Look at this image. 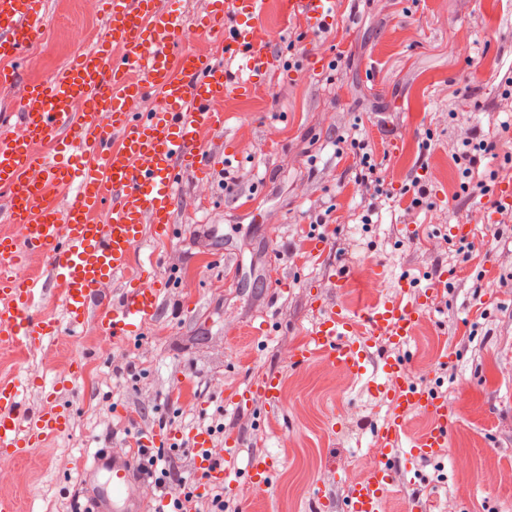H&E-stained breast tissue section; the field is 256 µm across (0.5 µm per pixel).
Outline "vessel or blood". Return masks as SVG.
<instances>
[{"label": "vessel or blood", "mask_w": 512, "mask_h": 512, "mask_svg": "<svg viewBox=\"0 0 512 512\" xmlns=\"http://www.w3.org/2000/svg\"><path fill=\"white\" fill-rule=\"evenodd\" d=\"M105 32L59 69L37 82H19L16 62L32 58L43 41L49 14L46 0H0V83L19 84L18 131L0 136V342L18 349L37 348L62 326L93 324L104 336L132 339L158 312L161 291L129 281L121 300L91 311L99 288L125 273L145 228L156 239L173 235L172 211L177 187L188 175L205 179L204 132L224 130V100L246 95L252 84L277 71L271 38L260 20L268 0H211L205 15L187 22L176 0H98ZM333 0H280L283 17L299 20L311 33L329 29ZM217 34L224 61H211L189 42V32ZM121 55H113V47ZM156 96L157 105L139 111V101ZM82 111H74V102ZM47 152H39V145ZM73 189L74 200L59 214L48 200L50 187ZM103 213V222L90 221ZM41 257L65 302V319L37 311L36 282L19 276L24 256ZM397 297L367 305L325 308L318 327L297 344L291 363L319 357L338 374L366 380L387 406L375 430L376 454L349 490L345 512H386L399 467H412L448 447L455 412L447 400L409 377L402 358L383 359L373 371L377 337L409 347L416 327L437 291L413 292L401 281ZM32 380L0 377V454L17 459L69 427L70 411L57 405L25 407ZM282 380L270 373L259 385L238 394L237 407L261 402L276 411ZM426 418L428 428L415 441L404 432L411 415ZM188 447L198 449L196 463L209 486L245 481L264 489L274 462L252 457L239 467L237 436L225 440L224 460L202 453L207 434L193 433ZM87 477H101L89 494V512H139V491L146 481L133 456L100 448Z\"/></svg>", "instance_id": "b4317fda"}]
</instances>
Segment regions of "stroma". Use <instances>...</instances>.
<instances>
[{"label":"stroma","instance_id":"35a3bbf8","mask_svg":"<svg viewBox=\"0 0 512 512\" xmlns=\"http://www.w3.org/2000/svg\"><path fill=\"white\" fill-rule=\"evenodd\" d=\"M335 2L334 29L314 35L296 21L280 25L272 46L279 72L249 96L227 98L223 133H204L207 153L231 149L234 190L225 191L216 161L209 182L184 179L173 236L145 234L128 275L104 285L111 300L132 276L162 288L138 339L89 324L20 359L0 355V376L38 381L30 410L44 405L45 388L73 358L84 366L57 398L70 410L69 429L31 459L0 466V497L15 498L22 512H75L78 457L129 452L130 437L157 428L186 436L219 411L225 434L242 441L241 460L265 455L276 469L266 489L226 490L239 512H309L319 490L343 512L387 408L365 383L317 358L291 365L289 352L323 306L370 298L368 282L379 275L389 296L402 276L438 288L417 325L408 373L458 417L449 448L415 475L399 474L387 512H405L414 492L431 512H512V284L501 283L512 273V213L477 226L469 257L448 249L450 226L490 201L460 194L452 160L474 127L496 144L500 183L512 184V144L499 138L512 124V100L499 89L512 73V0ZM48 10L42 46L54 70L95 42L68 40L79 13L62 12L58 0ZM312 55L326 68L303 70ZM340 135L370 141L382 162L376 184L357 181L355 156L336 151ZM416 177L430 189V208H412L403 192ZM366 208L369 224L360 220ZM213 223L223 238H204ZM317 239L325 253H315ZM223 247L230 260L216 258ZM273 372L283 382L278 413L259 403L236 410L233 396Z\"/></svg>","mask_w":512,"mask_h":512}]
</instances>
